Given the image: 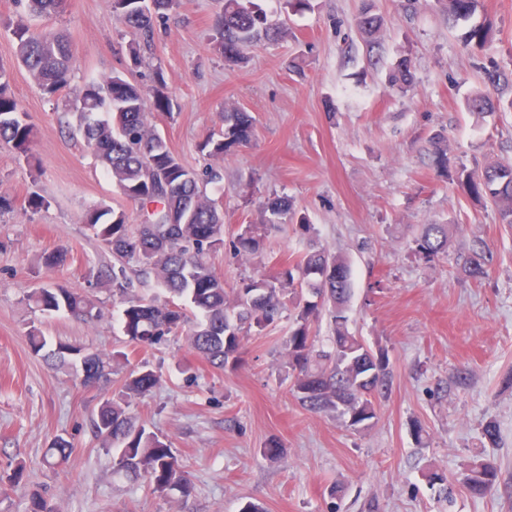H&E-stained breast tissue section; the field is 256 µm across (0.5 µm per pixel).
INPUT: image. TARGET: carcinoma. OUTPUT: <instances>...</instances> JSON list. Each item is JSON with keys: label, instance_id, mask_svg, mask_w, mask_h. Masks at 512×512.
I'll return each mask as SVG.
<instances>
[{"label": "carcinoma", "instance_id": "cac0c4a2", "mask_svg": "<svg viewBox=\"0 0 512 512\" xmlns=\"http://www.w3.org/2000/svg\"><path fill=\"white\" fill-rule=\"evenodd\" d=\"M28 14L56 16L64 13L67 0H25ZM112 0L120 24L148 40L154 21L175 5V0ZM448 19L467 22L483 9L482 0H446ZM383 19L365 0L358 26L367 44L375 42ZM15 40L14 64L23 68L37 88L49 98L66 91L73 53L68 40L57 34H35L23 21L7 22ZM285 32L280 22L254 8L252 0H224L215 22L214 49L225 62L238 65L244 50L262 39ZM494 25L489 20L473 24L462 34L464 46L483 51L492 42ZM10 73L0 65V144L26 159L32 157L34 130L27 114L9 92ZM391 86L404 92L412 88L411 59L402 56L389 77ZM484 81L492 91L512 89V72L494 65L484 70ZM512 110V99L502 101L491 91L478 90L467 100L473 113L501 106ZM76 118V131L95 155L112 183L143 210H151L140 224H130L126 212L94 207L83 223L95 241L112 255V267L89 273V292L67 288H35L23 300L31 312L65 313L92 322L100 314L93 291L108 287L123 304L121 320L129 342L140 349L153 348L170 336L185 335L189 348L217 369L234 367L241 359L244 341L288 317L290 328L283 344L284 365L291 375L293 396L302 408L336 415L356 432L369 429L392 385L389 350L373 349L350 331L349 301L352 296L350 265L340 255H331L313 239V227L297 215L286 197L264 202L260 223L249 224L230 240H224V211L209 197L206 186L222 179L221 169L210 166L198 174L183 166L165 140L152 128L151 112H172L174 103L160 69H155L149 91L120 75L100 83L90 81L68 102ZM255 120L239 109L224 110V127L208 135L199 151L212 160H224L249 145ZM437 167L448 173L467 196L478 203H492L501 223L512 224V163L499 160L482 166L462 165L448 172V144L433 142ZM288 221L306 237V251L292 267L282 269L271 280L253 275L240 278L228 290L212 271L208 259L227 246L241 259L263 252L270 231ZM448 246V225L426 224L414 240V252L430 262ZM341 279L324 278L328 268ZM474 280L487 275L482 252L475 250L464 264ZM154 279L162 295L145 297L136 289ZM334 326L328 349L316 347L312 328L323 317ZM28 341L36 354L56 368H68L85 386L113 383L114 364H130L129 354H104L83 345L57 341L48 345L40 326L30 322ZM159 375L147 365L132 369L118 380V392L103 402L92 428L113 454V471L133 481L144 479L160 494L191 495L193 486L170 442L136 422L130 414L132 402L158 385ZM72 445L58 437L45 452L44 465L55 468L69 456ZM498 466L491 458L469 462L462 479L471 493L486 496L495 489Z\"/></svg>", "mask_w": 512, "mask_h": 512}]
</instances>
